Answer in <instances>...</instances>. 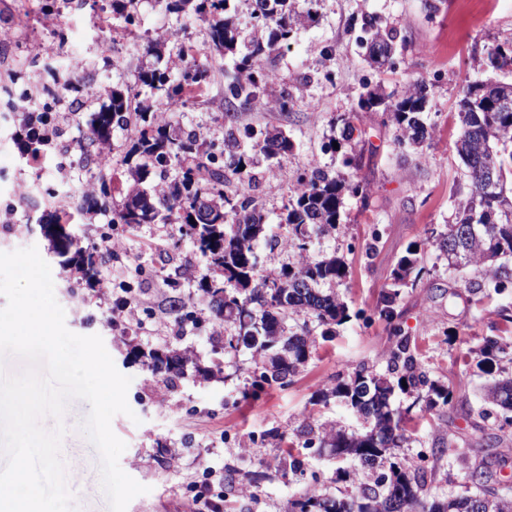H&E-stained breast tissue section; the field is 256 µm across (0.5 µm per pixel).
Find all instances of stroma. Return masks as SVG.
Instances as JSON below:
<instances>
[{
    "label": "stroma",
    "mask_w": 512,
    "mask_h": 512,
    "mask_svg": "<svg viewBox=\"0 0 512 512\" xmlns=\"http://www.w3.org/2000/svg\"><path fill=\"white\" fill-rule=\"evenodd\" d=\"M446 5L445 11L431 15L424 0H322L314 22L267 60L272 76L268 102L237 114V127L285 130L297 148L282 162L293 170L312 162L341 169L342 154L328 147L339 134L334 120L353 111L366 82L389 92L423 78L431 89L428 112L435 126L433 139L418 154L397 146L381 111L356 113L363 152L356 177L368 184L370 193L364 201L346 199L341 224L320 244L349 266L339 291L351 318L332 340L316 344L290 385L267 389L259 413L241 400L258 362L245 348L225 349L226 335L212 334L211 314L198 289L208 269L191 241L174 224L127 231L113 225L111 212L91 206L101 184L110 185L114 199L125 193V159L136 132L114 128L112 166L99 169L97 147L86 135L90 114L108 104L116 87L129 92L139 111L157 117L172 112L166 98L139 80L140 71L169 54L166 44L154 53L146 49L164 29L177 30L179 46L208 62L205 91L181 110L179 121L200 131L204 145L223 149L224 70L229 61L211 52L207 23L191 13L166 12L155 0H140L132 29L112 0H55L51 6L46 0H0V30L8 33L0 40V252L36 247L49 262L67 328L101 336L117 370L131 379L127 402L132 413L116 415L111 427L126 445L121 469L149 491L132 499L127 512H195L191 486L206 465L224 470L223 481L213 484L214 496L224 501L223 512H289L291 500L305 494L352 492L350 481L337 479L332 460H313L304 472L291 473L285 463L287 444L307 418L319 425L361 429L343 403L322 394L359 366L385 372L394 340L377 306L414 245L425 273L421 285L403 289L398 322L416 342L430 379L448 388L452 399L429 411L414 395H397L408 437L397 459L425 468L431 498L460 490L469 467L483 460L499 464L502 474L512 478V431H499L494 418H482L478 402L488 380L477 366L480 349L486 337L503 333L502 302L471 295L430 239L432 232L453 223L456 193L467 187L454 149L459 91L465 81L487 78L484 48L512 40V0H447ZM49 11L56 18L50 28L42 23ZM367 15L382 18L403 37L393 65L380 70L367 64L355 43ZM48 43L58 47V55L44 54ZM325 48L330 51L326 57L321 54ZM73 53L84 62L74 76L66 65ZM284 87L295 93L286 113L270 105ZM24 94L32 111L48 113L60 129L54 145L35 161L18 148L22 122L13 103ZM22 185L29 188L24 197L17 193ZM63 213L81 243L109 232L123 239L111 274L135 289L141 308L169 314L173 301L193 298L194 321L184 333L173 332L160 341L146 330L127 332L113 324L110 302L74 285L50 258L39 225ZM370 242L376 249L369 256L365 247ZM157 347L184 355L182 375L164 381L131 357L133 351ZM274 430L282 440L271 438ZM445 443L451 444L453 457L438 454ZM61 455L67 470L82 471L88 486L74 499L75 512H110L101 486L100 454L86 434L64 435Z\"/></svg>",
    "instance_id": "obj_1"
}]
</instances>
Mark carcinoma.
I'll return each mask as SVG.
<instances>
[{
  "label": "carcinoma",
  "mask_w": 512,
  "mask_h": 512,
  "mask_svg": "<svg viewBox=\"0 0 512 512\" xmlns=\"http://www.w3.org/2000/svg\"><path fill=\"white\" fill-rule=\"evenodd\" d=\"M319 0H304L307 10L292 8L293 0H249L252 26L240 28L236 0H156L174 13L192 10L208 23L210 47L220 56H234L233 70L225 75L224 158L204 149L196 130L180 128L171 135L167 126L154 123L150 113L141 112V129L134 146L139 163L129 171L134 184L121 206L112 209V223L137 228L144 224H179L210 273L200 290L207 298L217 322L232 324L237 334L228 347L240 345L263 358L243 398H256L266 385L286 386L309 360L316 338L308 322L321 328L324 340L336 334V326L347 318L348 306L331 285L348 276L343 258L322 257L311 251L312 238L328 234L341 224L346 197L366 201L367 185L331 169L308 165L292 176L294 187L280 220L283 235L268 234L265 216L251 195L257 178L256 157L276 159L293 150L286 132L274 127L239 132L232 123L240 108L260 100L265 93L268 73L265 60L277 49L288 46L294 33L313 18ZM397 30L376 17L364 20L358 40L368 63L377 69L390 64L396 50ZM180 65L166 63L164 69H151L141 76V84L162 93L171 102L181 101L206 83L208 69L189 54L176 55ZM483 65L494 73L512 74V41L487 48ZM429 86L417 78L400 95L387 94L381 86L364 85L357 107L360 111L382 108L395 128L401 147L420 146L431 139L435 128L424 119ZM131 98L115 87L110 103L93 112L87 122V136L94 142L110 139L112 129L130 122ZM354 115L336 118L342 125L336 139L343 162L353 165ZM459 134L455 142L465 167L468 191L456 200V222L448 231L433 237L432 243L448 259V268L471 271L465 287L473 295L490 299L512 289V82L489 78L466 83L458 101ZM45 118L31 119V130L23 153L35 156L45 140L41 126ZM493 170L495 185L487 183ZM159 177L158 189L150 193L140 188L150 173ZM48 241V251L63 270L78 269L86 282L96 280L112 261L103 245L76 244L66 221L40 225ZM270 238L285 249H294L298 262L283 268L278 276L264 275L258 269L256 244ZM419 251L411 249L393 273L391 290L378 311L391 325L397 318L396 303L404 288L421 282L423 267ZM307 321L291 329L288 316ZM397 337L386 372L361 367L336 382L331 395L340 398L364 424L360 431L327 429L311 421L297 429L298 448L288 449L292 472L307 465L308 450L329 449L339 467L358 486L355 494L338 497L312 494L293 502V512H512V496L496 488V473L486 465L471 468L467 481L478 488L429 500L427 473L421 466L405 467L392 461L394 450L406 440L403 416L393 407L396 393H414L434 409L452 399L449 390L430 382L411 339L393 328ZM504 347L497 339L486 340L480 349L483 372L492 376L485 385L483 402L502 410L499 430L512 429V371L496 367L497 354ZM141 365L154 377L170 380L181 374L184 357L168 350L139 352Z\"/></svg>",
  "instance_id": "carcinoma-1"
}]
</instances>
